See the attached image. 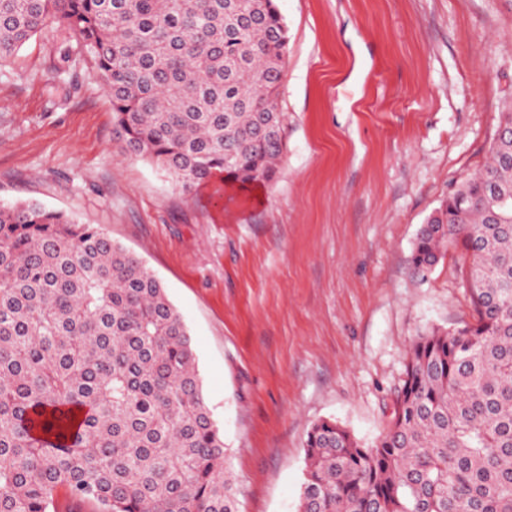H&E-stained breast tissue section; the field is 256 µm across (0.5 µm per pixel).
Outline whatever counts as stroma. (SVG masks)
<instances>
[{"instance_id": "35a3bbf8", "label": "stroma", "mask_w": 512, "mask_h": 512, "mask_svg": "<svg viewBox=\"0 0 512 512\" xmlns=\"http://www.w3.org/2000/svg\"><path fill=\"white\" fill-rule=\"evenodd\" d=\"M288 27L274 180L183 188L127 156L89 60L45 33L0 63V200L97 224L165 285L241 512H297L310 427L384 433L406 352L472 320L470 259L426 277L423 224L512 104V0H275Z\"/></svg>"}]
</instances>
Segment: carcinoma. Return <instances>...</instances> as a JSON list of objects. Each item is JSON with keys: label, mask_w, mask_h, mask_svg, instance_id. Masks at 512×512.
Listing matches in <instances>:
<instances>
[{"label": "carcinoma", "mask_w": 512, "mask_h": 512, "mask_svg": "<svg viewBox=\"0 0 512 512\" xmlns=\"http://www.w3.org/2000/svg\"><path fill=\"white\" fill-rule=\"evenodd\" d=\"M68 32L123 151L184 188L270 181L286 146L275 0H0V60ZM512 139L428 218L412 263L470 254L473 322L417 336L386 431L334 420L304 444L298 512H512ZM240 512L188 327L161 281L95 224L0 203V512Z\"/></svg>", "instance_id": "obj_1"}]
</instances>
